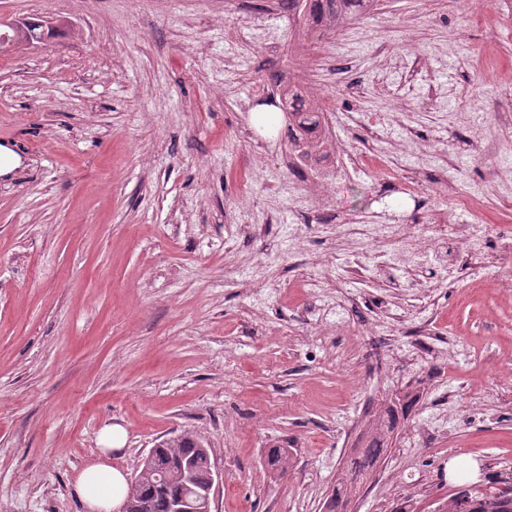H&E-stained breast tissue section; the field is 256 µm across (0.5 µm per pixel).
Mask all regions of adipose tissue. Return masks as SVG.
Segmentation results:
<instances>
[{
  "label": "adipose tissue",
  "instance_id": "obj_1",
  "mask_svg": "<svg viewBox=\"0 0 512 512\" xmlns=\"http://www.w3.org/2000/svg\"><path fill=\"white\" fill-rule=\"evenodd\" d=\"M123 431L118 427H108L105 445L101 450L102 461L88 465L78 476L75 491L88 505L91 512H116L122 507L127 480L124 472L106 460L107 455L121 450Z\"/></svg>",
  "mask_w": 512,
  "mask_h": 512
}]
</instances>
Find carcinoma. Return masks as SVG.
Returning a JSON list of instances; mask_svg holds the SVG:
<instances>
[{"instance_id":"cac0c4a2","label":"carcinoma","mask_w":512,"mask_h":512,"mask_svg":"<svg viewBox=\"0 0 512 512\" xmlns=\"http://www.w3.org/2000/svg\"><path fill=\"white\" fill-rule=\"evenodd\" d=\"M378 0H306L307 10L314 15L332 13L336 20L360 21ZM280 102L287 103L290 117L311 134L317 128V115L304 108L303 98L295 88H288ZM397 427L394 411L377 418L367 444L352 449L351 456L337 475L333 493L325 500V512H347L352 494L361 487L367 476L378 466L387 451L391 434ZM203 439L189 432L177 442L163 440L154 448V473L136 474L132 480L135 491L134 512H172V504L206 489L205 477L210 468L211 453L201 449ZM290 455L286 448H271L265 458L268 470L277 475L286 473ZM469 501L468 512H512V476L504 487L489 492L460 489Z\"/></svg>"}]
</instances>
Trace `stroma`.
Masks as SVG:
<instances>
[{
	"instance_id": "obj_1",
	"label": "stroma",
	"mask_w": 512,
	"mask_h": 512,
	"mask_svg": "<svg viewBox=\"0 0 512 512\" xmlns=\"http://www.w3.org/2000/svg\"><path fill=\"white\" fill-rule=\"evenodd\" d=\"M0 13L70 25L0 51V148L21 161L0 177V512H87L74 483L112 425L129 477L158 441L204 438L222 473L212 512H321L388 407L399 426L354 512H436L460 456L478 485L512 473V292L445 282L437 265L377 273L352 233L412 223L417 195L471 221L441 179L458 162L479 171L473 139L512 156V128L473 126L504 100L473 67L474 43L499 31L450 0H383L325 50L337 112L370 119L337 137L409 155L400 175L424 182L382 192L362 169L360 204L321 224L288 189L284 130L250 121L294 60L281 5L251 29L224 0H0ZM246 156L260 172L243 198L229 173ZM229 224L259 231L230 238ZM325 296L343 306L322 320ZM275 445L292 459L279 478Z\"/></svg>"
}]
</instances>
